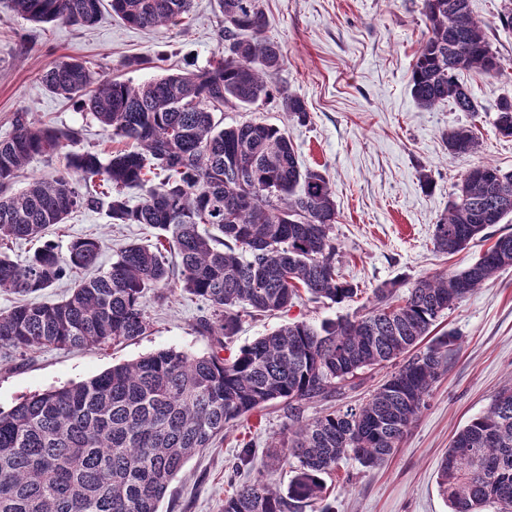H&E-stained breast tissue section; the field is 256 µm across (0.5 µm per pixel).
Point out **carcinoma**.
<instances>
[{
    "mask_svg": "<svg viewBox=\"0 0 512 512\" xmlns=\"http://www.w3.org/2000/svg\"><path fill=\"white\" fill-rule=\"evenodd\" d=\"M125 24L174 25L191 0H109ZM224 50L202 70L166 74L132 86L93 73L80 60L58 61L43 76L46 89L71 100L129 147L103 157L71 146L78 132L14 116L0 140V242L37 241L82 208L106 206L113 224L157 231L158 250L133 243L98 276L78 282L55 303L0 311V348L22 356L44 347L100 348L134 340L149 328L150 290L182 291L210 313L199 332L216 349L175 348L62 388L34 394L0 410V512H158L171 482L194 455L224 430L259 410L284 404L288 424L274 447L291 464L287 491L265 471L235 487L223 512H303L322 500L324 477L355 459L380 466L426 405L448 370L450 332L432 336L445 313L512 266V234H502L471 265L416 280L406 292L396 280L372 291L365 312L315 327L289 322L226 357L244 313L274 314L301 293L314 302L342 304L359 287L336 272V201L325 172L299 164L286 129L246 121L224 127L216 112L278 99L294 120L308 119L301 97L274 91L269 79L284 63L265 35L260 0H218ZM471 0H424L427 34L415 54L411 93L426 109L452 101L460 112L478 104L459 83L463 71L493 74L500 59L488 25L473 16ZM29 20L90 27L102 0H11ZM165 56H132L125 65L156 68ZM495 125L512 137V96L496 105ZM451 155L477 148L473 131L449 130ZM58 155L66 173L32 177L20 191L13 180L35 156ZM167 178L150 184L148 173ZM99 177L103 198L81 193L78 180ZM138 187L133 204L124 189ZM512 215V172L491 163L469 170L434 227L435 247L447 254L487 237ZM101 240H72L66 255L44 243L19 266L0 251V291L27 295L52 287L69 271L95 266ZM179 259L166 264L161 250ZM395 365L365 403L308 417L312 405L355 387L362 372ZM449 512H483L494 504L512 512V387L503 386L488 409L458 430L438 471Z\"/></svg>",
    "mask_w": 512,
    "mask_h": 512,
    "instance_id": "carcinoma-1",
    "label": "carcinoma"
}]
</instances>
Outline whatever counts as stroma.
I'll list each match as a JSON object with an SVG mask.
<instances>
[{
	"mask_svg": "<svg viewBox=\"0 0 512 512\" xmlns=\"http://www.w3.org/2000/svg\"><path fill=\"white\" fill-rule=\"evenodd\" d=\"M261 5L266 35L284 54L271 85L302 97L310 119L291 120L273 102L227 108L220 117L227 126L256 120L287 129L300 164L325 170L335 191L337 266L363 294L340 305L302 298L275 316L243 317L227 344L231 352L288 322L318 326L361 314L367 293L381 283L398 280L408 287L420 277L467 267L487 242L477 240L459 253L441 254L434 249V226L463 175L475 165L489 162L512 171V137L501 136L494 125L498 100L512 94V29L496 28L490 34L501 59L498 73L460 76L478 102V112L456 111L449 102L424 109L411 93L414 55L426 33L423 0H262ZM223 25L217 0H194L180 26L151 30L124 25L108 7L96 25L80 28L34 23L0 2V139L12 133L14 115L25 112L37 123L77 130V149H119V142L90 114L48 92L42 75L55 62L74 58L137 86L156 79L158 72L126 68V59L156 54L164 55L169 71L201 69L217 54ZM462 125L472 127L478 147L453 157L443 135ZM89 235L104 242L98 263L102 271L126 244L154 241L149 227L111 223L102 209L78 210L66 223L51 227L47 237L63 254L72 239ZM145 304L150 328L136 340L102 349L43 348L0 358V409L10 410L31 394L89 379L158 350H211L210 339L197 330L200 317L208 313L203 302L182 292L152 290ZM438 329L457 338L447 372L382 466L369 470L348 459L327 477L325 501L332 512H449L437 477L450 440L487 409L497 390L512 384V267L499 270L448 311ZM285 422L283 409L271 407L263 417L225 431L223 440L187 462L159 512H221L232 491L227 474L239 466L247 444L255 448V463L265 466L267 477L287 487L289 466L269 455Z\"/></svg>",
	"mask_w": 512,
	"mask_h": 512,
	"instance_id": "1",
	"label": "stroma"
}]
</instances>
